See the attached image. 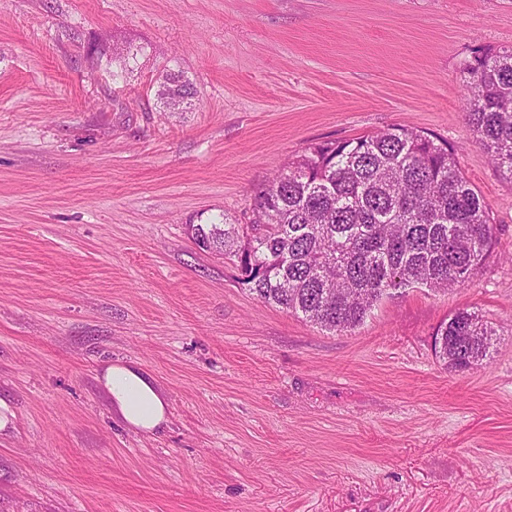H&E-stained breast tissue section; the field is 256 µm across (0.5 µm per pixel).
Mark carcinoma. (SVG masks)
<instances>
[{"mask_svg": "<svg viewBox=\"0 0 512 512\" xmlns=\"http://www.w3.org/2000/svg\"><path fill=\"white\" fill-rule=\"evenodd\" d=\"M472 143L512 183V51H480L465 68ZM193 85L163 80L161 99ZM246 224H191L201 248L236 259L238 280L263 303L333 333L363 324L398 290H446L469 281L495 241L489 207L455 149L397 125L305 148L252 198ZM495 330L460 310L439 326L435 351L452 371L483 365Z\"/></svg>", "mask_w": 512, "mask_h": 512, "instance_id": "carcinoma-1", "label": "carcinoma"}]
</instances>
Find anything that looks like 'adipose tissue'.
<instances>
[{
    "label": "adipose tissue",
    "mask_w": 512,
    "mask_h": 512,
    "mask_svg": "<svg viewBox=\"0 0 512 512\" xmlns=\"http://www.w3.org/2000/svg\"><path fill=\"white\" fill-rule=\"evenodd\" d=\"M114 411L129 428L151 434L168 420L169 404L154 377L138 365H108L99 377Z\"/></svg>",
    "instance_id": "1"
}]
</instances>
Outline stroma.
Listing matches in <instances>:
<instances>
[{
  "mask_svg": "<svg viewBox=\"0 0 512 512\" xmlns=\"http://www.w3.org/2000/svg\"><path fill=\"white\" fill-rule=\"evenodd\" d=\"M508 49L512 0H0V512H512V182L463 107L474 51ZM396 124L492 212L469 284L332 334L188 234ZM461 309L497 345L455 372L434 335ZM109 361L153 375L163 431L122 423ZM163 90L160 92L161 100L168 108H172V100L180 98L184 101L191 99L195 95L193 85L187 81H182L178 75L166 74L163 78ZM177 110V108H172Z\"/></svg>",
  "mask_w": 512,
  "mask_h": 512,
  "instance_id": "1",
  "label": "stroma"
}]
</instances>
